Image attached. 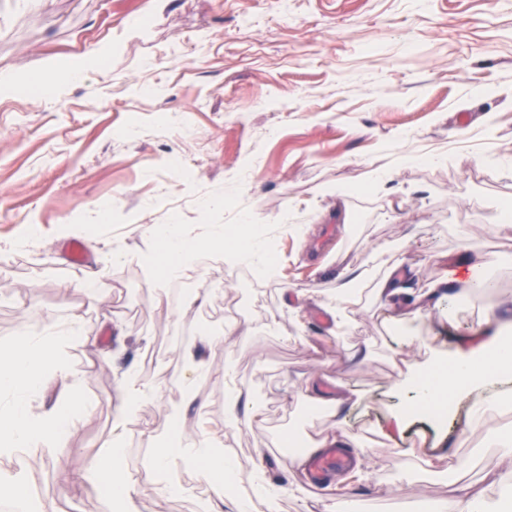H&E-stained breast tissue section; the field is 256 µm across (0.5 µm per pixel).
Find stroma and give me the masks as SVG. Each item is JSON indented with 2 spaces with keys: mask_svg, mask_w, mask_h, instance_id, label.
<instances>
[{
  "mask_svg": "<svg viewBox=\"0 0 512 512\" xmlns=\"http://www.w3.org/2000/svg\"><path fill=\"white\" fill-rule=\"evenodd\" d=\"M84 66L82 79L67 71ZM57 82L49 101L0 87V241L27 238L0 261V346L18 336L75 332L70 358L88 409L64 441L31 460L37 502L56 512H114L111 497L61 484L113 437L120 376L166 385L125 433L130 459L166 440L207 434L240 478L282 486L281 512H318L329 486L310 487L286 442L332 425L304 415L299 380L318 372L358 392L345 428L361 436L365 474L355 512H426L457 477L479 481L512 429V398L470 426L465 406L444 419L400 389L408 369L453 355L458 336L494 315L512 321V0H0V71ZM389 180L377 184V174ZM111 205V221L91 210ZM268 230L278 274L214 253L173 290L151 227L220 224ZM88 224L84 266L70 264L66 225ZM388 248L425 291L444 261L499 259L490 293L413 317L375 293ZM125 263L111 260L113 251ZM350 267L355 300L341 338L324 308ZM105 270L107 300L86 286ZM205 300L188 305L196 289ZM305 298H297V290ZM120 323L121 335L111 332ZM231 347L203 349L211 376L185 400L179 348L203 327ZM110 351L101 359L97 347ZM232 361L243 393L224 424ZM408 419L394 439L380 430ZM431 455L445 462L433 471ZM181 494L140 485L135 512H204L215 488L174 468ZM306 486L304 498L290 486Z\"/></svg>",
  "mask_w": 512,
  "mask_h": 512,
  "instance_id": "stroma-1",
  "label": "stroma"
}]
</instances>
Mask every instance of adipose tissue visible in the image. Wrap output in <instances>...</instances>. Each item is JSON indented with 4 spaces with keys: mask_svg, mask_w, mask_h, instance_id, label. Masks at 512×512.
<instances>
[{
    "mask_svg": "<svg viewBox=\"0 0 512 512\" xmlns=\"http://www.w3.org/2000/svg\"><path fill=\"white\" fill-rule=\"evenodd\" d=\"M202 240L214 247L224 248L229 259H243L262 243L258 235L248 236L244 243L225 246L224 233L209 224L188 228L181 224L169 225L164 243L171 260L167 266L170 277L181 276L190 266L192 251L190 241ZM492 255L463 256L455 265L444 269L442 275L428 288L426 293H415L407 273L401 265H393L389 274L380 283L377 293L385 302L399 307L402 315H411L437 306L448 296L465 298L469 289L492 285L489 274L495 265ZM476 344L468 349L458 350L448 364L447 375L436 381H421L418 374H410L409 382L414 395L428 400L436 397L438 391H445L449 404L461 401L465 390L477 388L482 393L480 402L471 404L467 418L472 424H479L485 405L499 401L512 392V341L503 342L487 333L485 326L473 331ZM68 342L61 336H50L40 344L28 337H21L6 353L0 354V390H16L24 394V402L15 405L9 412L0 414V450L7 453L26 451L33 448H47L59 444L81 420L87 406L79 390L80 377L73 373L67 360ZM52 383L62 384L65 391L63 411L46 414L33 412L30 401L38 397ZM125 392L115 410V422L126 427L135 424L141 409L159 401L162 388L139 384L134 375H126ZM305 396L320 403L322 409L338 412L354 404L356 395L343 381H336L333 389H326L320 374L306 376L302 383ZM211 443L205 437L181 440L175 446L157 447L151 468L154 472L168 475L173 466L179 465L194 470L201 482L212 484L223 479L230 472L232 464L219 459L217 465H208ZM73 484L96 492L102 487L113 488L122 498L124 512H133L132 495L136 486L130 478L115 469L108 455L93 458L73 479ZM72 484V485H73Z\"/></svg>",
    "mask_w": 512,
    "mask_h": 512,
    "instance_id": "1",
    "label": "adipose tissue"
}]
</instances>
